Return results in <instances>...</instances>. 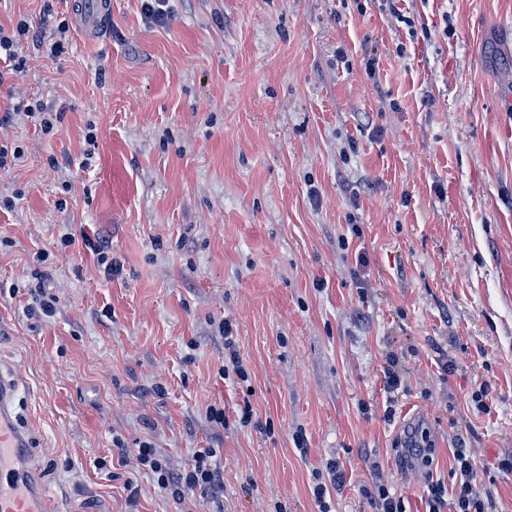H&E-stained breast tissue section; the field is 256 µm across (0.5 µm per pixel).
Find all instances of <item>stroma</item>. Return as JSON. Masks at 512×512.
I'll return each mask as SVG.
<instances>
[{
	"mask_svg": "<svg viewBox=\"0 0 512 512\" xmlns=\"http://www.w3.org/2000/svg\"><path fill=\"white\" fill-rule=\"evenodd\" d=\"M83 2L0 0L46 41L0 65V366L56 512H318L332 458L336 512H377L378 479L426 512L460 446L512 512V0H170L163 26L110 0L91 39ZM36 100L50 133L15 113ZM144 441L177 469L219 449L223 495L159 490L119 458ZM219 333L221 334V337L224 339V356L225 360L228 359V362H231L232 364V371L236 376H238L241 379L246 378L247 372L245 368H243V365L241 361L239 360L237 350H236V344L235 340L233 339L231 328L228 325V323L223 322L221 325L218 326ZM410 447L408 451L424 464L432 463L434 451L432 440L427 431L415 429L409 436ZM328 481L317 483L313 488V495L321 508L320 512H331L329 504L326 502L327 495L330 498V490L338 494L346 485V470L343 462L340 460H331L327 463Z\"/></svg>",
	"mask_w": 512,
	"mask_h": 512,
	"instance_id": "obj_1",
	"label": "stroma"
}]
</instances>
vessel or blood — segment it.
Returning a JSON list of instances; mask_svg holds the SVG:
<instances>
[{"mask_svg": "<svg viewBox=\"0 0 512 512\" xmlns=\"http://www.w3.org/2000/svg\"><path fill=\"white\" fill-rule=\"evenodd\" d=\"M105 0H88L81 17L85 36L99 31ZM17 379L0 371V512H51V500L38 474L25 459L27 436L14 412Z\"/></svg>", "mask_w": 512, "mask_h": 512, "instance_id": "b4317fda", "label": "vessel or blood"}]
</instances>
